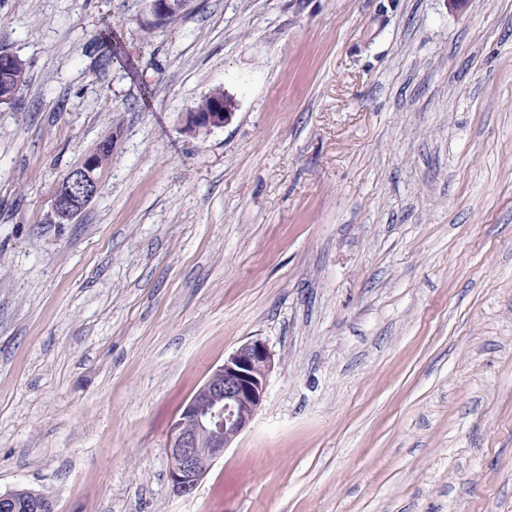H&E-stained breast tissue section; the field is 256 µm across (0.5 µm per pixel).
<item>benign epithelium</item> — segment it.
<instances>
[{"label":"benign epithelium","mask_w":512,"mask_h":512,"mask_svg":"<svg viewBox=\"0 0 512 512\" xmlns=\"http://www.w3.org/2000/svg\"><path fill=\"white\" fill-rule=\"evenodd\" d=\"M175 0H148L153 22H169L178 15ZM235 102L226 95L213 112L187 113L186 130L221 128L234 115ZM95 153L86 155L72 168L56 190L53 211L59 220L72 219L80 207L101 190L95 173ZM272 355L267 345L249 340L224 358L200 392L208 399L191 398L173 423L167 451L169 479L175 493L189 495L205 477L224 450L248 428L267 391Z\"/></svg>","instance_id":"1"}]
</instances>
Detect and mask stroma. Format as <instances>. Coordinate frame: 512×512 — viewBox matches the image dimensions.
<instances>
[{
	"instance_id": "stroma-1",
	"label": "stroma",
	"mask_w": 512,
	"mask_h": 512,
	"mask_svg": "<svg viewBox=\"0 0 512 512\" xmlns=\"http://www.w3.org/2000/svg\"><path fill=\"white\" fill-rule=\"evenodd\" d=\"M0 47L28 70L0 104V493L512 512V0H191L164 26L0 0ZM216 89L231 121L185 132ZM250 339L265 400L178 495L171 425ZM106 141L108 140L104 142ZM95 151L98 153L97 160L102 171L109 163L112 141H108L107 144L101 143ZM94 152L86 155L72 168L56 190L53 211L61 221L72 219L80 207L92 200L101 190V176L95 173L97 164Z\"/></svg>"
}]
</instances>
